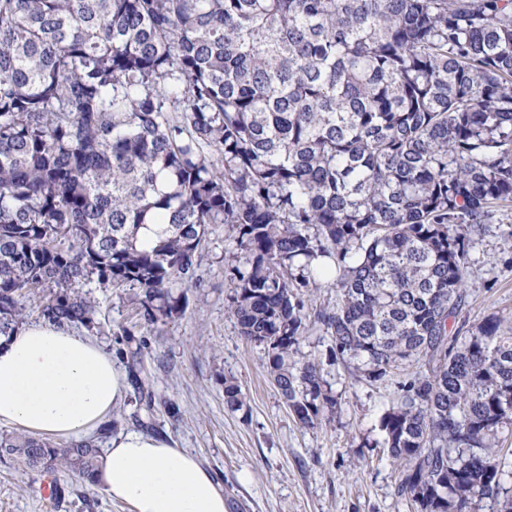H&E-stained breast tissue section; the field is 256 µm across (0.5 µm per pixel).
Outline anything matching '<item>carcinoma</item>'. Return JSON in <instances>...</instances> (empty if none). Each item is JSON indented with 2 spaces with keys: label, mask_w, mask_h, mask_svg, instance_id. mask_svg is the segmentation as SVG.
I'll return each instance as SVG.
<instances>
[{
  "label": "carcinoma",
  "mask_w": 512,
  "mask_h": 512,
  "mask_svg": "<svg viewBox=\"0 0 512 512\" xmlns=\"http://www.w3.org/2000/svg\"><path fill=\"white\" fill-rule=\"evenodd\" d=\"M509 202L512 0H0V335L25 298L101 333L91 283L147 327L176 319L222 226L227 312L302 426L336 406L295 359L313 329L372 382L431 366L380 422L420 512H512V327L460 325L471 249ZM319 288L336 305L309 321ZM224 402L247 407L227 378ZM119 424L0 433V459L90 482Z\"/></svg>",
  "instance_id": "obj_1"
}]
</instances>
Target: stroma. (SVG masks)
Returning <instances> with one entry per match:
<instances>
[{
	"instance_id": "1",
	"label": "stroma",
	"mask_w": 512,
	"mask_h": 512,
	"mask_svg": "<svg viewBox=\"0 0 512 512\" xmlns=\"http://www.w3.org/2000/svg\"><path fill=\"white\" fill-rule=\"evenodd\" d=\"M498 220L472 250L463 311L471 324L493 313L512 314V267L498 259L512 203L500 207ZM234 252L223 229L210 234L184 314L151 330L136 327L130 306L115 294L94 289L96 319L105 329L97 340L105 350L116 354L125 329L145 341L142 358L156 403L140 425L196 455L223 484L228 512H417L396 495L398 471L382 447L380 420L402 395V374L375 383L360 379L346 363L327 361L331 336L307 335L298 353L319 361L336 406L316 427H302L267 372L263 346L239 336L225 312L233 288L224 271ZM228 379L240 386L246 410L227 408ZM169 402L179 406L180 421L169 417ZM55 480L61 496H44L43 475L0 461V512H83L86 497L96 501L94 512H130L77 476Z\"/></svg>"
}]
</instances>
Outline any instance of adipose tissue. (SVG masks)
<instances>
[{
    "label": "adipose tissue",
    "instance_id": "1",
    "mask_svg": "<svg viewBox=\"0 0 512 512\" xmlns=\"http://www.w3.org/2000/svg\"><path fill=\"white\" fill-rule=\"evenodd\" d=\"M112 358L48 321L0 337V424L35 436L79 438L106 422L124 394ZM96 487L132 512H227L223 485L162 436L133 429L112 440Z\"/></svg>",
    "mask_w": 512,
    "mask_h": 512
}]
</instances>
